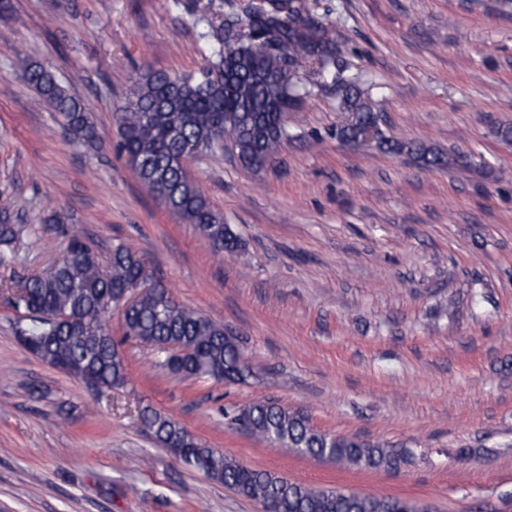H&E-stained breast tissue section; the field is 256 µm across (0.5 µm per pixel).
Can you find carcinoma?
Wrapping results in <instances>:
<instances>
[{
  "label": "carcinoma",
  "instance_id": "1",
  "mask_svg": "<svg viewBox=\"0 0 512 512\" xmlns=\"http://www.w3.org/2000/svg\"><path fill=\"white\" fill-rule=\"evenodd\" d=\"M242 21L246 40L238 33ZM210 37L219 49L195 73L173 75L149 67L136 71L129 95L117 108L116 150L151 191L158 186L167 191L166 207L195 225L217 254L239 257L244 245L184 162L226 148L242 168L264 170L291 138L284 114L298 110L309 94L297 81L303 67H309L312 85L329 84L336 91L343 118L331 135L338 141L407 154L425 166L471 164L460 152L444 153L386 135L356 67L328 37L322 18L298 0H255L242 9V17L211 30ZM23 78L81 145L92 151L100 148L85 105L49 68L29 63ZM47 222L67 242L62 258L44 273L0 280L5 302L28 312L29 323L18 326L16 335L43 363L99 391L123 387L125 357L104 320L109 310L119 309L125 336L165 354L162 364L175 375L234 383L251 374L242 338L180 304L164 286L149 283L146 264L132 248L117 244L104 262L83 231L60 223L56 215ZM23 228L20 217L0 209V265L14 254ZM136 290L132 303L123 302L125 293ZM224 416L248 435L343 465L397 470L412 456L407 448L319 432L304 414L272 401ZM139 420L184 465L265 507L274 505L276 512H426L406 498L315 489L248 468L200 445L177 420L152 407L142 408Z\"/></svg>",
  "mask_w": 512,
  "mask_h": 512
}]
</instances>
